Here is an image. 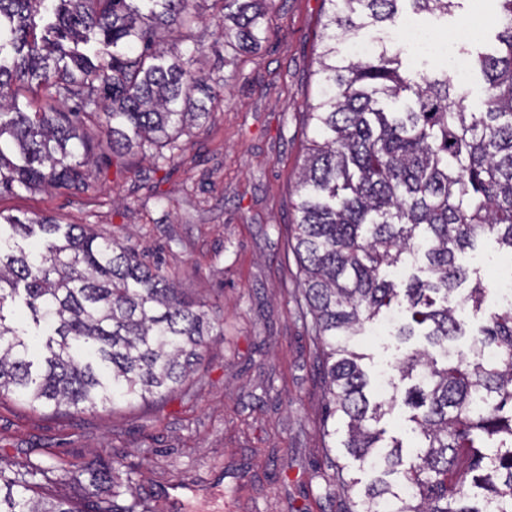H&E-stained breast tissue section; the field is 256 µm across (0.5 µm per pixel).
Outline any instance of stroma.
I'll list each match as a JSON object with an SVG mask.
<instances>
[{
	"label": "stroma",
	"instance_id": "obj_1",
	"mask_svg": "<svg viewBox=\"0 0 512 512\" xmlns=\"http://www.w3.org/2000/svg\"><path fill=\"white\" fill-rule=\"evenodd\" d=\"M324 10L322 0H275L268 41L235 67L224 64L222 42L206 37L205 67L224 80V109L192 129L177 167L110 164L93 190L0 196V210L15 216L130 237L146 260L181 267L182 292L204 298L224 321V339L190 392L92 412L0 400V454L21 460L37 450L106 465L122 458L138 469L137 493L152 512H344L326 491L331 462L372 479L368 466L324 446L318 350L292 299L290 200ZM159 196L169 210L157 208ZM358 348L372 377L394 371L401 356L386 334L362 337Z\"/></svg>",
	"mask_w": 512,
	"mask_h": 512
}]
</instances>
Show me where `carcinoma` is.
Listing matches in <instances>:
<instances>
[{"label": "carcinoma", "mask_w": 512, "mask_h": 512, "mask_svg": "<svg viewBox=\"0 0 512 512\" xmlns=\"http://www.w3.org/2000/svg\"><path fill=\"white\" fill-rule=\"evenodd\" d=\"M448 17L456 0H327L319 35L318 95L302 113L311 129L298 175L292 248L300 280L294 295L322 364V437L341 443L381 476L363 490L333 464L327 487L344 512H512V304L470 334L459 306L479 308L481 278L456 305L448 297L470 276L456 253L482 234L512 254V0L498 2L495 47L469 54L485 82V110L436 74L411 71L402 52L378 38L362 61L343 42L370 25L393 24L398 5ZM0 0V195L45 188L88 191L99 159L155 172L174 168L180 138L224 110V94L198 67L211 33L224 63L268 38L275 0ZM424 264L403 283L387 271L415 257ZM407 314L401 344L425 343L396 364L414 384L418 442L405 462L398 442L378 451L377 424L398 396L374 398L352 345L393 306ZM208 304L177 288L175 275L129 243L87 224L0 211V400L33 409L107 408L149 403L189 385L203 352L224 325ZM471 336L454 362L436 352ZM401 472L411 493L386 476ZM67 481L91 512H147L135 497V471L93 458L72 470L51 458L0 455V512H82L52 497Z\"/></svg>", "instance_id": "obj_1"}]
</instances>
